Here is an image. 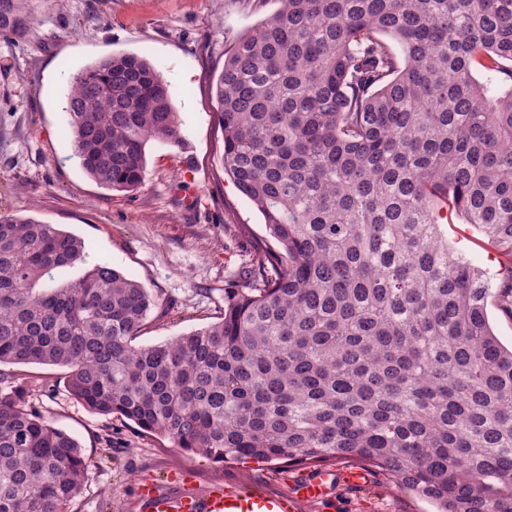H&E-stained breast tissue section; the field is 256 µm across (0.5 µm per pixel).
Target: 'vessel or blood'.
I'll use <instances>...</instances> for the list:
<instances>
[{
  "label": "vessel or blood",
  "mask_w": 512,
  "mask_h": 512,
  "mask_svg": "<svg viewBox=\"0 0 512 512\" xmlns=\"http://www.w3.org/2000/svg\"><path fill=\"white\" fill-rule=\"evenodd\" d=\"M333 476L350 486L365 484L369 479L366 469L353 467L333 475L326 471L314 472L295 483L285 495L232 490L216 482L202 491L188 485L175 495L147 484L142 487L140 497L145 503V512H300L304 504L326 496L328 481Z\"/></svg>",
  "instance_id": "vessel-or-blood-1"
}]
</instances>
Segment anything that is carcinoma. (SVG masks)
<instances>
[{
    "mask_svg": "<svg viewBox=\"0 0 512 512\" xmlns=\"http://www.w3.org/2000/svg\"><path fill=\"white\" fill-rule=\"evenodd\" d=\"M27 26L0 0L1 36ZM211 85L224 171L276 243L250 251L224 317L137 346L146 288L100 262L36 289L85 244L0 213V365L64 367L90 412L215 461L356 459L438 512H512V348L486 311L512 317V0H280ZM66 112L107 190L143 183L149 141L182 144L137 54L74 77ZM450 211L499 253L496 288L448 248ZM25 395L0 386V512H71L86 457Z\"/></svg>",
    "mask_w": 512,
    "mask_h": 512,
    "instance_id": "1",
    "label": "carcinoma"
}]
</instances>
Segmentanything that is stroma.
Listing matches in <instances>:
<instances>
[{"label": "stroma", "mask_w": 512, "mask_h": 512, "mask_svg": "<svg viewBox=\"0 0 512 512\" xmlns=\"http://www.w3.org/2000/svg\"><path fill=\"white\" fill-rule=\"evenodd\" d=\"M31 18L18 36L0 38V212L32 216L84 240V261L57 273L55 286L105 260L140 282L154 304L136 339L143 346L217 322L224 287L254 240L265 237L260 212L223 165L224 131L210 75L219 73L231 36L275 13L278 0H25ZM119 53L146 56L170 84L183 145L146 146V176L131 192L89 178L65 140L73 77ZM448 243L496 280L499 262L477 229L454 220ZM28 401L75 438L87 459L74 512H141L138 490L178 482L257 487L285 494L302 473L282 462L217 463L174 447L120 416L102 417L74 401L57 366L4 364ZM302 512H434L433 504L391 489L373 473L362 488L334 485L327 500Z\"/></svg>", "instance_id": "35a3bbf8"}]
</instances>
